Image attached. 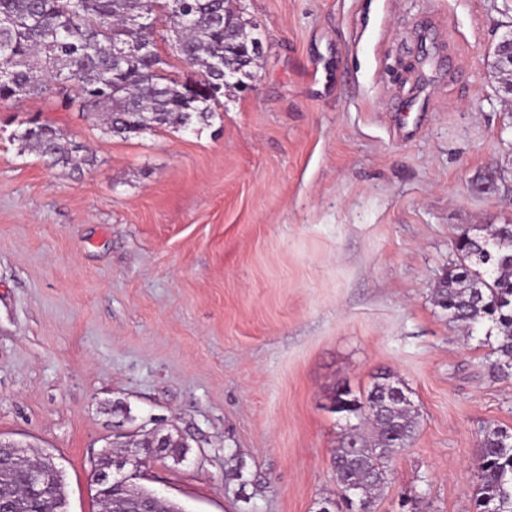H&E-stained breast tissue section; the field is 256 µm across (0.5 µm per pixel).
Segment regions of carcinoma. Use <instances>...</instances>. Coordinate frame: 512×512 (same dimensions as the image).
Returning <instances> with one entry per match:
<instances>
[{
	"label": "carcinoma",
	"instance_id": "obj_1",
	"mask_svg": "<svg viewBox=\"0 0 512 512\" xmlns=\"http://www.w3.org/2000/svg\"><path fill=\"white\" fill-rule=\"evenodd\" d=\"M160 16L175 55L195 69L180 81L166 73L156 28L133 20ZM234 0H0V101L22 96L55 97L65 107L98 120L101 132L130 138L155 129L192 131L214 116L226 88H238L255 73L236 72V49L253 53L258 35ZM124 46L127 53L115 54ZM228 60V73L217 66ZM21 148L50 167L79 169L94 163L84 146L54 125L29 120L15 134ZM460 261L442 277L433 301L467 337L484 333L491 342L489 377L512 379V224L474 226L457 241ZM331 411L345 421L333 453L335 512H347L339 491L350 485L358 501L373 507L384 484L385 465L408 447L420 422L406 385L390 371L373 376L356 393L336 388ZM45 456L16 457L0 449V496L13 512H68L63 472L46 467ZM480 483L474 512H512V432L495 424L482 430L476 454ZM42 468L47 482L36 495L28 477ZM102 508L115 512H177L176 504L153 497L132 480L96 490Z\"/></svg>",
	"mask_w": 512,
	"mask_h": 512
}]
</instances>
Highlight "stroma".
Wrapping results in <instances>:
<instances>
[{"mask_svg": "<svg viewBox=\"0 0 512 512\" xmlns=\"http://www.w3.org/2000/svg\"><path fill=\"white\" fill-rule=\"evenodd\" d=\"M257 78L209 123L122 139L58 99L0 102V438L91 462L173 434L144 486L187 512H318L337 385L402 379L421 428L373 512H471L512 380L432 302L473 224H512V101L490 50L512 0H242ZM406 103L398 113V103ZM53 123L96 159L14 138ZM25 127L15 134L22 149L38 155L50 167L79 169L92 165L93 156L87 153L84 146L69 138L54 125L40 119L29 120Z\"/></svg>", "mask_w": 512, "mask_h": 512, "instance_id": "stroma-1", "label": "stroma"}]
</instances>
